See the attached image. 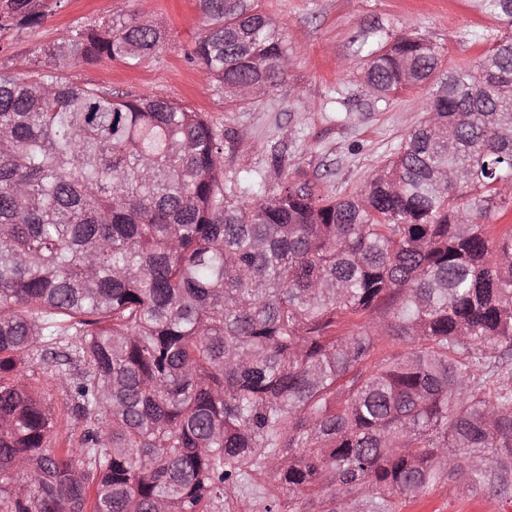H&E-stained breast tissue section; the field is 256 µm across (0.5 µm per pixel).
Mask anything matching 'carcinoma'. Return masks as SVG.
I'll list each match as a JSON object with an SVG mask.
<instances>
[{
    "label": "carcinoma",
    "mask_w": 512,
    "mask_h": 512,
    "mask_svg": "<svg viewBox=\"0 0 512 512\" xmlns=\"http://www.w3.org/2000/svg\"><path fill=\"white\" fill-rule=\"evenodd\" d=\"M51 2L0 0V32ZM199 2L190 60L225 98L282 87L288 45L255 0ZM471 5L512 27V0ZM163 41L130 17L0 75V512H235L260 477L264 512L508 494L512 389L483 369L512 365V230L489 224L512 203V35L336 200L300 176L228 189L204 115L55 73ZM364 47L375 103L441 67L412 30ZM57 393L83 429L52 451Z\"/></svg>",
    "instance_id": "cac0c4a2"
}]
</instances>
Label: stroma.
Listing matches in <instances>:
<instances>
[{
	"instance_id": "stroma-1",
	"label": "stroma",
	"mask_w": 512,
	"mask_h": 512,
	"mask_svg": "<svg viewBox=\"0 0 512 512\" xmlns=\"http://www.w3.org/2000/svg\"><path fill=\"white\" fill-rule=\"evenodd\" d=\"M261 10L285 31L291 53L292 91L249 102H227L224 90L188 54L206 20L198 0H62L41 24L0 34V73L42 71L44 47L76 31L134 15L160 27L162 46L134 64L104 60L66 64L67 81L109 86L170 99L207 115L224 141V180L256 177L269 191L303 173L333 199L358 192L394 156L423 118L418 86L375 105L336 109V91L360 92L362 35L378 28L402 34L404 23L437 43L444 66L476 61L503 35L499 21L473 10L469 0H259ZM403 512H512V497L463 485H442L407 504Z\"/></svg>"
}]
</instances>
